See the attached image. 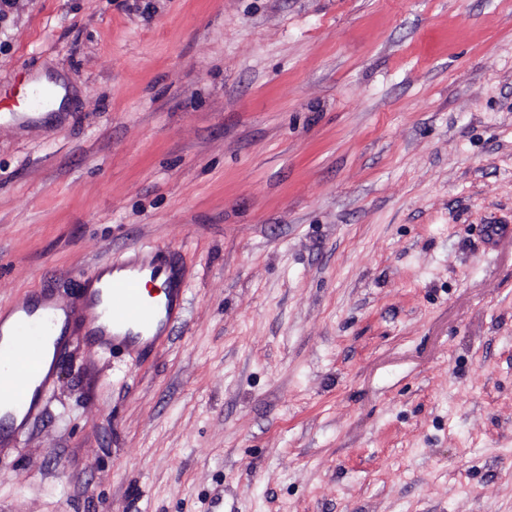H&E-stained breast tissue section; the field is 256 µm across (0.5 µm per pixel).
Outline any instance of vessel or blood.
I'll return each instance as SVG.
<instances>
[{"label":"vessel or blood","mask_w":512,"mask_h":512,"mask_svg":"<svg viewBox=\"0 0 512 512\" xmlns=\"http://www.w3.org/2000/svg\"><path fill=\"white\" fill-rule=\"evenodd\" d=\"M110 279L86 278L85 289L62 304L37 295L17 305L11 323L0 320V434L19 436L16 412L31 416L50 383L29 372L25 356H42L45 342L56 336L60 317L81 318L86 340L100 348L144 353L163 345L167 331L184 311L181 266L173 253L150 248L143 254L110 263ZM162 284L163 301L146 298L143 281Z\"/></svg>","instance_id":"b4317fda"}]
</instances>
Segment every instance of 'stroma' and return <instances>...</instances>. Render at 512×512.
Masks as SVG:
<instances>
[{
    "label": "stroma",
    "instance_id": "1",
    "mask_svg": "<svg viewBox=\"0 0 512 512\" xmlns=\"http://www.w3.org/2000/svg\"><path fill=\"white\" fill-rule=\"evenodd\" d=\"M132 245L185 320H70L0 512H512V0H0V317Z\"/></svg>",
    "mask_w": 512,
    "mask_h": 512
}]
</instances>
